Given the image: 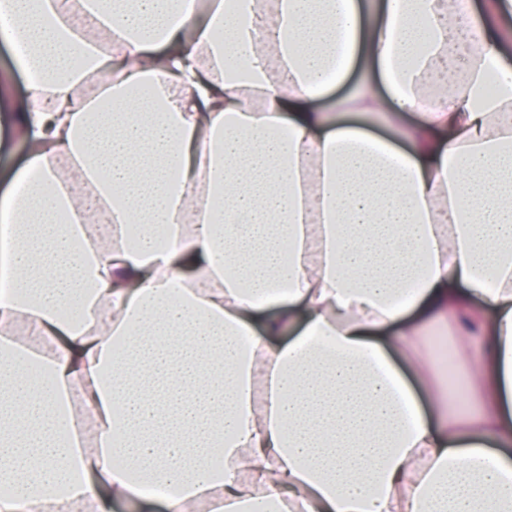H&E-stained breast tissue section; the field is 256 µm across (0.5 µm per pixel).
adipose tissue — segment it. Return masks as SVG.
<instances>
[{
  "mask_svg": "<svg viewBox=\"0 0 512 512\" xmlns=\"http://www.w3.org/2000/svg\"><path fill=\"white\" fill-rule=\"evenodd\" d=\"M0 41L29 77L0 196V512H512L498 28L452 0H0ZM408 113L409 148L372 135ZM437 323L465 416L418 352Z\"/></svg>",
  "mask_w": 512,
  "mask_h": 512,
  "instance_id": "1",
  "label": "adipose tissue"
}]
</instances>
